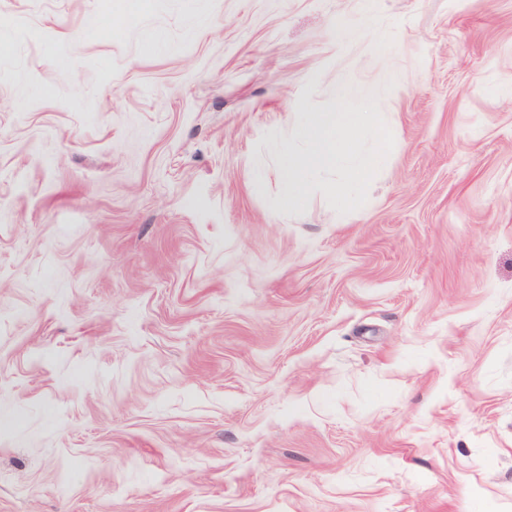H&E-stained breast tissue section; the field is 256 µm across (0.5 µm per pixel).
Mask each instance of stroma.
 <instances>
[{
	"label": "stroma",
	"mask_w": 512,
	"mask_h": 512,
	"mask_svg": "<svg viewBox=\"0 0 512 512\" xmlns=\"http://www.w3.org/2000/svg\"><path fill=\"white\" fill-rule=\"evenodd\" d=\"M126 2L0 0V512H512V0ZM365 112H324L305 125L301 137L308 144V151L300 157L288 156L281 166V177L285 188L284 200L296 203L304 193L309 172L353 160L360 180H366L372 161L353 156L349 136L352 130L363 127ZM340 134V137L337 135Z\"/></svg>",
	"instance_id": "stroma-1"
}]
</instances>
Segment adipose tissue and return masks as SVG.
I'll return each mask as SVG.
<instances>
[{"label": "adipose tissue", "instance_id": "obj_1", "mask_svg": "<svg viewBox=\"0 0 512 512\" xmlns=\"http://www.w3.org/2000/svg\"><path fill=\"white\" fill-rule=\"evenodd\" d=\"M363 123L364 115L360 112H324L302 128L301 136L308 144L307 153L286 157L281 166L287 203H296L301 198L308 173L319 168L351 159L360 178L368 177L371 160L354 158L349 140L352 130Z\"/></svg>", "mask_w": 512, "mask_h": 512}]
</instances>
